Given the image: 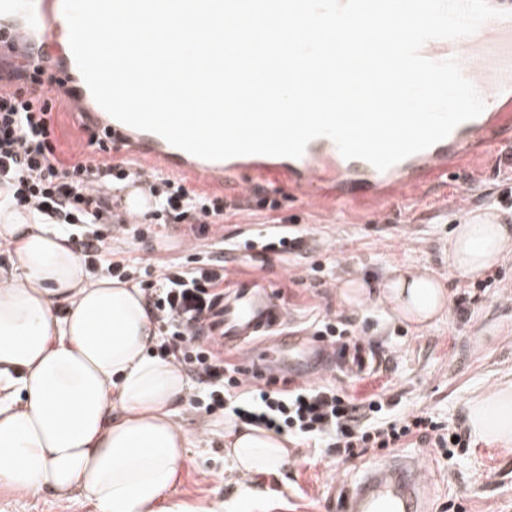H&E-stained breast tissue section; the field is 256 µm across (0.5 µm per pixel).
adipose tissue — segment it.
Here are the masks:
<instances>
[{
	"instance_id": "adipose-tissue-1",
	"label": "adipose tissue",
	"mask_w": 512,
	"mask_h": 512,
	"mask_svg": "<svg viewBox=\"0 0 512 512\" xmlns=\"http://www.w3.org/2000/svg\"><path fill=\"white\" fill-rule=\"evenodd\" d=\"M0 246L14 262L0 276V481L17 492L79 494L96 512H160L190 439L174 420L180 367L152 356L157 335L138 288L90 274L68 237L18 209L0 189ZM512 250V227L490 215L458 224L453 276L470 279ZM380 299L422 324L449 303L428 272H396ZM470 434L512 447V388L471 401ZM237 468L268 473L287 444L245 425L224 429Z\"/></svg>"
}]
</instances>
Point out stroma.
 <instances>
[{
	"label": "stroma",
	"mask_w": 512,
	"mask_h": 512,
	"mask_svg": "<svg viewBox=\"0 0 512 512\" xmlns=\"http://www.w3.org/2000/svg\"><path fill=\"white\" fill-rule=\"evenodd\" d=\"M52 125L61 160L88 153V135L68 98H61ZM511 155L508 131L461 161L449 176L427 181L411 200L377 206L330 198L311 201L288 178L272 185L253 179L249 208L223 223L225 239L237 245L227 254L228 279L251 277L279 287L289 326L340 316L356 328L358 349L376 346L389 354L388 369L339 373L331 378L336 386L362 398L384 384L400 410L425 411L447 426H466L471 398L512 382V251L486 272L489 286L483 290L473 281L449 278L448 243L468 215L490 213L512 225ZM264 199L277 201V211L260 208ZM273 214L303 232L306 246L295 253H268L256 270L244 242ZM206 245L189 235L187 225L172 223L163 236L148 232L129 239L126 249L128 257H150L160 266L184 260ZM396 266L447 279L453 299H465L468 316L454 309L423 326L399 317L388 304L354 307L342 301L344 282L376 284ZM174 409L190 448L172 499L192 512L199 507L206 512H335L336 498L353 492L366 473L386 461L380 454L340 462L326 449L292 444L275 473H249L238 470L227 454L222 417L191 408L184 396ZM397 454L427 471L422 512H512V447L473 442L455 449L450 459L419 445ZM0 512L94 510L77 495L21 494L0 482Z\"/></svg>",
	"instance_id": "1"
}]
</instances>
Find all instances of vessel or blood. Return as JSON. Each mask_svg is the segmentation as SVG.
<instances>
[{
  "mask_svg": "<svg viewBox=\"0 0 512 512\" xmlns=\"http://www.w3.org/2000/svg\"><path fill=\"white\" fill-rule=\"evenodd\" d=\"M504 18L486 22L473 35L458 40H431L422 48L428 59L456 57L461 70L485 101L483 112L457 126L445 139L413 154L386 171L362 159H344L327 137L311 141L297 159L267 155L237 156L221 161L196 157L161 136L114 120L97 102L72 54H65L58 79L70 84L74 105L88 103L86 114L97 128L126 137L137 156L161 161L169 171H203L217 181L239 180L243 173L274 179L288 174L299 188L320 192L339 202H377L412 190L431 175H444L455 160L470 154L484 141L500 137L512 127V0H489ZM0 19L24 21L21 32L27 44L36 39L57 40L68 32L63 0H0ZM284 309L267 286L250 280L236 283L213 312L205 332L207 340L227 348L242 346L266 335L283 323ZM278 356L249 352L243 365L251 374L307 375L329 370L335 351L319 339L288 336L278 346ZM425 475L415 461L396 457L371 471L358 489L342 503V512H419Z\"/></svg>",
  "mask_w": 512,
  "mask_h": 512,
  "instance_id": "1",
  "label": "vessel or blood"
}]
</instances>
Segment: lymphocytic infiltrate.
Wrapping results in <instances>:
<instances>
[{"instance_id": "obj_1", "label": "lymphocytic infiltrate", "mask_w": 512, "mask_h": 512, "mask_svg": "<svg viewBox=\"0 0 512 512\" xmlns=\"http://www.w3.org/2000/svg\"><path fill=\"white\" fill-rule=\"evenodd\" d=\"M12 80L13 89L0 90V188H9L24 211L77 238L89 264L106 265L122 282L137 272V260L117 257L110 244L115 233L141 234L139 226H127L124 212L112 203L113 189L123 183L142 185L156 224L186 223L201 238L223 223V197L196 192L181 180L126 161L113 162L112 145L98 132L89 133L84 159L61 161L51 124L61 82L50 75L47 57L30 58ZM232 248L217 240L208 251L139 282L160 333L157 356L174 358L200 386L199 398L190 401L193 408L287 434L307 447L327 449L340 461L419 443L439 452L466 446L464 429L443 426L424 412L397 413L386 393L357 399L335 385L311 383L281 389L276 380L245 377L239 364L204 343L200 328L224 299V254Z\"/></svg>"}]
</instances>
